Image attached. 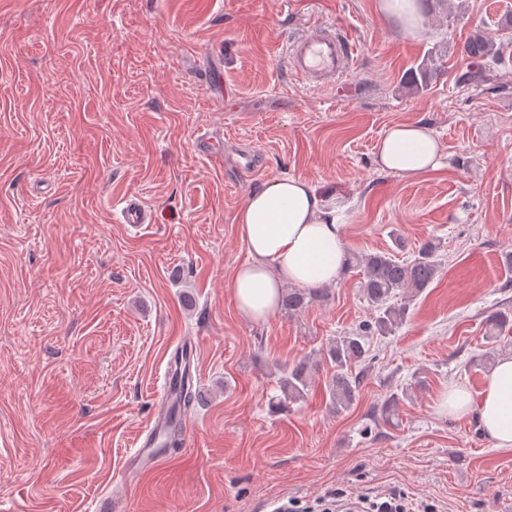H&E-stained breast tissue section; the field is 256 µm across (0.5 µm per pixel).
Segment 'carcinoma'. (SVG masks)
Masks as SVG:
<instances>
[{"mask_svg": "<svg viewBox=\"0 0 512 512\" xmlns=\"http://www.w3.org/2000/svg\"><path fill=\"white\" fill-rule=\"evenodd\" d=\"M500 45L491 33L478 30L465 47L471 59L498 60ZM433 68L419 64L407 79L408 88L414 93L427 90ZM440 244L434 240L422 243L415 258L404 261L389 251L374 253H352L347 259V268L359 269L362 274L358 282L359 292L376 311V315L358 326L336 336L329 342L324 359L331 365L333 373L326 382V393L336 410H344L353 404L363 382L364 374L353 373V368L367 360L369 338L389 336L406 321L407 304L418 297L439 277L441 264L438 258ZM323 292L321 288H287L284 290L281 309L292 315L302 310ZM310 360H303L286 371L281 381L283 397L275 405L288 401L297 403L306 398L311 384ZM197 399L193 385L180 376V386L167 416L165 432L166 448L179 447L174 417L181 406L188 407ZM400 405L399 394L389 396L377 409V418L386 422L396 414Z\"/></svg>", "mask_w": 512, "mask_h": 512, "instance_id": "carcinoma-1", "label": "carcinoma"}]
</instances>
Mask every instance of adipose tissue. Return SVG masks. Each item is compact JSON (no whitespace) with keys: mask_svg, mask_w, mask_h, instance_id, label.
I'll return each mask as SVG.
<instances>
[{"mask_svg":"<svg viewBox=\"0 0 512 512\" xmlns=\"http://www.w3.org/2000/svg\"><path fill=\"white\" fill-rule=\"evenodd\" d=\"M382 16L406 36L423 32L422 0H379ZM441 146L423 122L389 127L377 147V162L386 171L415 177L440 165ZM237 222L249 258L233 272L229 290L246 319L269 320L277 311L282 288H313L335 282L344 264L341 225L306 179H278L251 192ZM449 416H476L494 447L512 450V354L493 364L479 403L465 387L449 388L441 401Z\"/></svg>","mask_w":512,"mask_h":512,"instance_id":"adipose-tissue-1","label":"adipose tissue"}]
</instances>
